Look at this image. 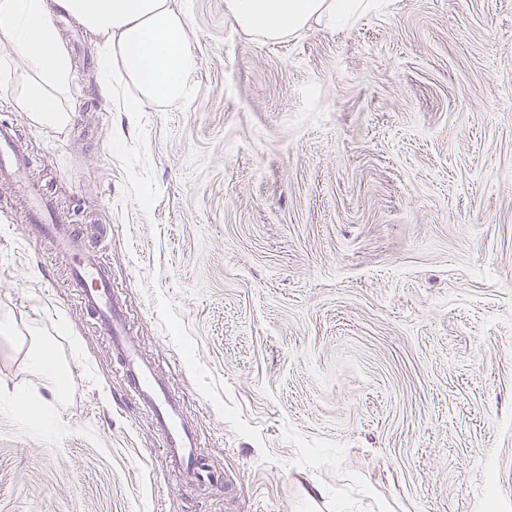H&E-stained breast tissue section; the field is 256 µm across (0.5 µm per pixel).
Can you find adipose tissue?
<instances>
[{"instance_id":"1","label":"adipose tissue","mask_w":512,"mask_h":512,"mask_svg":"<svg viewBox=\"0 0 512 512\" xmlns=\"http://www.w3.org/2000/svg\"><path fill=\"white\" fill-rule=\"evenodd\" d=\"M370 0H225L233 23L247 34L270 41L292 37L316 25L340 27L363 15ZM64 12L93 33L104 87L134 84L139 101L122 100L136 112L141 102L179 97L195 66L186 37L187 18L172 0H0V93L11 96L37 126L60 127L69 114L58 94L71 80V61L54 23ZM24 62L13 68L12 59ZM30 366L57 401H64L68 367L46 343H35Z\"/></svg>"}]
</instances>
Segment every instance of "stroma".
I'll return each instance as SVG.
<instances>
[{
    "label": "stroma",
    "instance_id": "stroma-1",
    "mask_svg": "<svg viewBox=\"0 0 512 512\" xmlns=\"http://www.w3.org/2000/svg\"><path fill=\"white\" fill-rule=\"evenodd\" d=\"M190 92L122 112L64 13L65 127L31 176L106 228L134 336L213 483L185 490L0 185V387L51 400L21 336L69 367L53 428L0 399V512H512V0H383L277 42L174 0Z\"/></svg>",
    "mask_w": 512,
    "mask_h": 512
}]
</instances>
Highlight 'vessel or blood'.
<instances>
[{
    "label": "vessel or blood",
    "instance_id": "vessel-or-blood-1",
    "mask_svg": "<svg viewBox=\"0 0 512 512\" xmlns=\"http://www.w3.org/2000/svg\"><path fill=\"white\" fill-rule=\"evenodd\" d=\"M26 138L13 126L0 124V182L15 186L26 202L21 223L37 226L58 252L70 259L69 288L82 308L92 313L116 357L130 391L152 417L164 441L166 456L188 487L212 480L199 449L196 434L181 411V401L160 380L131 336L122 306L112 296V279L98 251L88 248L93 231L73 225L68 214L59 212L52 197L29 178Z\"/></svg>",
    "mask_w": 512,
    "mask_h": 512
}]
</instances>
